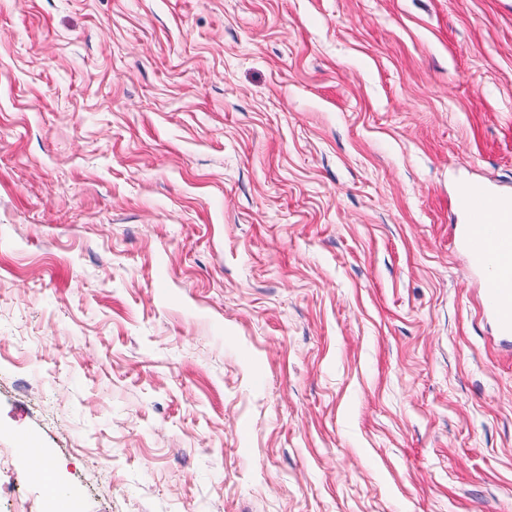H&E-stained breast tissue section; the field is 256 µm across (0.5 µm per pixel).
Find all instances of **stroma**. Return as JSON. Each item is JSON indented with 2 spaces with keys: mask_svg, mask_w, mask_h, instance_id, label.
I'll use <instances>...</instances> for the list:
<instances>
[{
  "mask_svg": "<svg viewBox=\"0 0 512 512\" xmlns=\"http://www.w3.org/2000/svg\"><path fill=\"white\" fill-rule=\"evenodd\" d=\"M473 181L512 0H0V512H512Z\"/></svg>",
  "mask_w": 512,
  "mask_h": 512,
  "instance_id": "stroma-1",
  "label": "stroma"
}]
</instances>
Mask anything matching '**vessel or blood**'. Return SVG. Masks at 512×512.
I'll list each match as a JSON object with an SVG mask.
<instances>
[{
  "instance_id": "vessel-or-blood-1",
  "label": "vessel or blood",
  "mask_w": 512,
  "mask_h": 512,
  "mask_svg": "<svg viewBox=\"0 0 512 512\" xmlns=\"http://www.w3.org/2000/svg\"><path fill=\"white\" fill-rule=\"evenodd\" d=\"M465 222L458 240L472 264L489 268L483 305L498 335L512 338V196L477 182L455 201Z\"/></svg>"
}]
</instances>
